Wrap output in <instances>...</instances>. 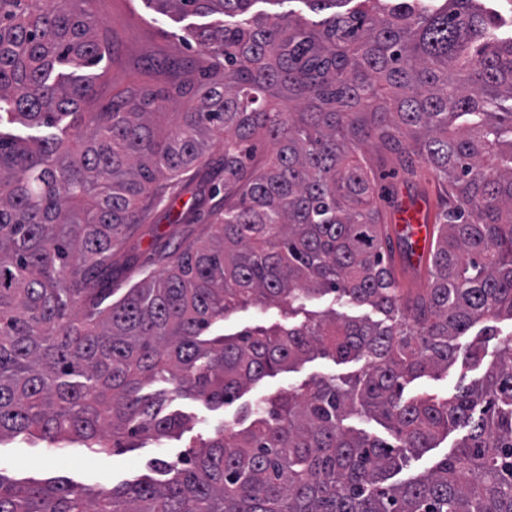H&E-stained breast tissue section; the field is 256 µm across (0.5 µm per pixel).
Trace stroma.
I'll return each mask as SVG.
<instances>
[{"label": "stroma", "instance_id": "1", "mask_svg": "<svg viewBox=\"0 0 512 512\" xmlns=\"http://www.w3.org/2000/svg\"><path fill=\"white\" fill-rule=\"evenodd\" d=\"M95 9L103 27L112 32L118 48L117 53L106 55L101 64L100 75L95 81L99 101H108L113 93L143 81L140 67L144 58L174 55L188 61L198 55V45L183 43L182 38L187 29L204 25V18L162 14L147 0H96ZM364 164L377 179L380 190L377 203L385 217H392L403 200L423 206L426 216L431 219L448 204L446 187L438 183L425 165H416L414 174L410 175L397 169L387 153L373 148L366 150ZM213 206V201H198L189 191L161 203L141 228V248L134 263L116 279V287L127 290L153 272L154 240H161L172 249L189 239L190 234L184 226L173 224L174 214L194 211L205 217ZM358 368L355 361L338 363L317 358L300 364L294 371L263 378L251 385L234 405L220 408L209 407L199 397H178L171 402V409L189 418L181 437L149 441L141 447L127 448L115 454L94 455L78 444L61 450L43 441L8 440L0 443V467L16 479L61 477L79 487L108 489L150 474L155 460H177L199 438L209 437L217 427L242 419L245 410L258 409L262 401L280 389L299 388L320 377H346ZM482 375L481 369L466 365L460 358L448 372L408 384L405 395L409 398L426 394L447 398L458 386L471 384Z\"/></svg>", "mask_w": 512, "mask_h": 512}]
</instances>
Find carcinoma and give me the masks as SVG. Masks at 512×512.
Returning <instances> with one entry per match:
<instances>
[{"mask_svg": "<svg viewBox=\"0 0 512 512\" xmlns=\"http://www.w3.org/2000/svg\"><path fill=\"white\" fill-rule=\"evenodd\" d=\"M95 0H0V442L22 436L96 454L178 433L169 396L219 408L314 356L362 362L346 378L279 391L241 429L220 428L162 481L79 489L0 467V512H512V20L482 0H304L331 14L251 12L256 0H153L227 17L194 30L189 89L130 86L87 109L109 39ZM181 112L164 111L174 97ZM36 130L21 137L4 123ZM273 146L261 163L249 142ZM377 141L426 164L454 203L439 215L420 292L397 287L389 225L362 153ZM224 199L161 273L112 300L154 207L198 175ZM210 336L251 305L290 318ZM483 378L449 398L405 386L448 370L454 341ZM148 384L164 389L145 395ZM382 423L389 439L349 425ZM467 434L428 475L388 482L404 452ZM306 309L314 312H323L330 309H336L338 311H347L349 314L354 316H368L373 320L383 319L384 317L372 310L371 308H353L351 305L347 304L345 299L336 298L334 295H327L324 297H318L315 299H310L306 302Z\"/></svg>", "mask_w": 512, "mask_h": 512, "instance_id": "obj_1", "label": "carcinoma"}]
</instances>
